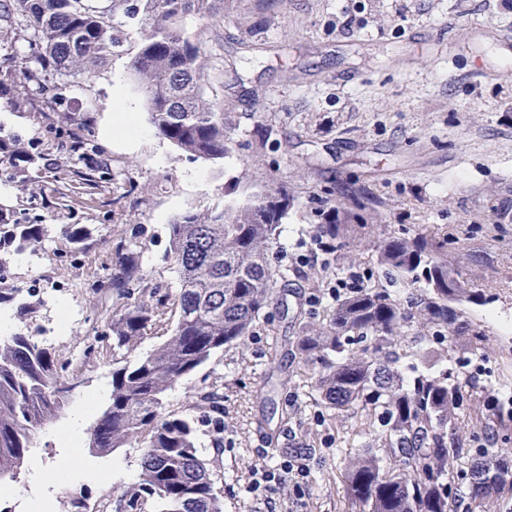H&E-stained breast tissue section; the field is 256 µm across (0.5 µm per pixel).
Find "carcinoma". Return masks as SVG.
<instances>
[{
  "label": "carcinoma",
  "instance_id": "cac0c4a2",
  "mask_svg": "<svg viewBox=\"0 0 512 512\" xmlns=\"http://www.w3.org/2000/svg\"><path fill=\"white\" fill-rule=\"evenodd\" d=\"M10 0L0 10V36L24 41L19 55L0 64V91L33 85L57 99L52 79L68 81L104 66L121 43L123 18L140 16V48L130 70L145 92L149 120L158 134L195 158L219 160L229 152L224 112L207 98L205 54L181 27L206 0ZM63 159L58 178L96 187L107 165H93L96 145L78 132L58 135ZM44 158L0 133V165L24 179ZM291 205L288 191L231 204L221 211L188 213L168 225L169 253L177 288L160 294L144 272L142 243L121 234L108 243L112 268L100 288L112 292L105 324L112 350H134L146 329L165 340L133 363L112 368L103 410L88 442L108 455L119 448L141 449L136 482L124 488V512H142L147 499L157 512H223L211 461L197 447V429L207 421L224 433V407L214 388L193 396L194 415L166 411L168 393L217 352L245 345L261 313L278 294L286 275L273 268L269 251ZM50 225L21 221L0 207V280L12 260L49 237ZM61 233L74 255L91 249V232L64 224ZM380 264L407 284L425 285L409 314L382 291L361 288L336 300L327 323L307 328L295 349L311 371L321 401L340 419L352 407L370 416L373 444L343 459L345 491L361 512H448L455 496L450 477L462 472L468 512L483 507L504 489L512 491V459L496 457L462 469L465 449L455 430L465 425V402L457 381L435 371L429 351L406 379L388 351L391 338L414 323L459 343L470 339L460 306L484 305L489 298L454 282L455 261L445 244L424 236L388 237L379 245ZM36 292L0 283V306L36 312ZM62 361L24 332L0 336V480H17L34 448H47L45 429L61 418L68 402L59 393L74 379ZM388 456L405 468H385Z\"/></svg>",
  "mask_w": 512,
  "mask_h": 512
}]
</instances>
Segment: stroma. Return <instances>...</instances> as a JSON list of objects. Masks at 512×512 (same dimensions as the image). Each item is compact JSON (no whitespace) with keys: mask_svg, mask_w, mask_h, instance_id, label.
<instances>
[{"mask_svg":"<svg viewBox=\"0 0 512 512\" xmlns=\"http://www.w3.org/2000/svg\"><path fill=\"white\" fill-rule=\"evenodd\" d=\"M212 14L186 16L182 26L208 59L205 92L224 107L230 150L205 161L160 136L130 73L138 23L105 67L68 83L52 104L39 93H0V125L45 153H55L57 117L91 138L112 173L97 193L61 189L55 170L40 168L26 183L0 177V204L24 220L43 219L45 246L16 259L10 283L42 281L38 311L14 318L13 328L47 333L58 318L65 332L50 339L60 358L80 365L75 401L111 379L112 364L83 362L82 338L111 349L96 286L111 266L106 247L116 230L145 245L143 267L152 283L174 284L167 226L187 213L223 210L278 188L292 203L270 253L288 276L285 291L264 310L245 347L216 353L166 398L184 413L193 393L216 385L224 405V446L200 429L201 455L213 463L224 512H357L346 496L342 461L371 437L360 410L343 423L320 400L309 370L295 354L305 326L328 319L336 279L357 272L361 285L415 301L421 285L392 283L378 261L387 237L420 234L447 241L458 254L465 287L490 295L463 308L473 337L448 342L444 369L455 378L474 372L464 413L463 447L494 434L496 455L512 456V421L489 420L486 396L512 392V0H288L270 8L245 0L246 16L211 0ZM121 82L141 137L114 138L112 85ZM350 225L340 248L312 256L327 214ZM87 225L95 253L74 258L58 231ZM63 283L60 292L52 283ZM306 455L309 485L271 488L266 499L248 493L262 460ZM136 449L104 458L84 453L111 482L82 487V512H100L105 490L121 492L137 472Z\"/></svg>","mask_w":512,"mask_h":512,"instance_id":"obj_1","label":"stroma"}]
</instances>
